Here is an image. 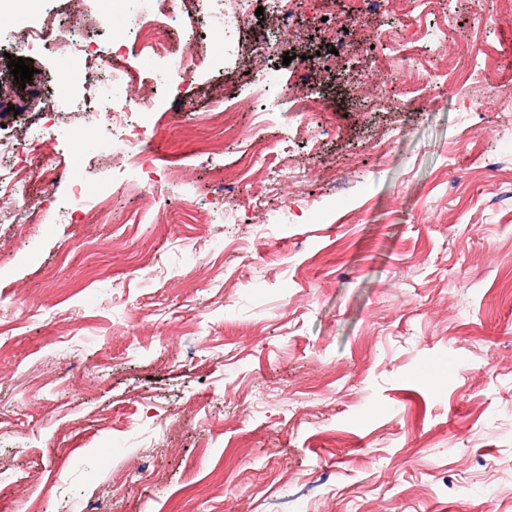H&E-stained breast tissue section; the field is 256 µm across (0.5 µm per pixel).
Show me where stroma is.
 <instances>
[{"mask_svg":"<svg viewBox=\"0 0 512 512\" xmlns=\"http://www.w3.org/2000/svg\"><path fill=\"white\" fill-rule=\"evenodd\" d=\"M54 3L104 18L93 46L117 42L110 0ZM292 9L290 27L269 5L247 16L223 69L174 97L163 62L121 58L163 112L153 152L182 168L145 175L150 210L114 195L108 221L60 223L70 183L37 165L29 198L54 207L32 235L0 200V248L16 254L0 267V512H512V202L495 201L512 174L491 166L512 163V112L479 109L485 86L512 85V0ZM168 26L174 52L190 28L198 54L222 51L196 0H174ZM337 30L344 63L327 55ZM426 31L409 65L385 47ZM53 38L32 56V101L0 33V139L22 143L57 107L54 156L113 194L122 143L77 150L87 115L59 106L89 95L88 59ZM259 66L277 88L247 85ZM452 68L469 71L464 95L442 88ZM369 74L405 88L398 105ZM295 85L319 112L287 111ZM247 156L277 167L242 176ZM287 181L296 217L267 223Z\"/></svg>","mask_w":512,"mask_h":512,"instance_id":"35a3bbf8","label":"stroma"}]
</instances>
